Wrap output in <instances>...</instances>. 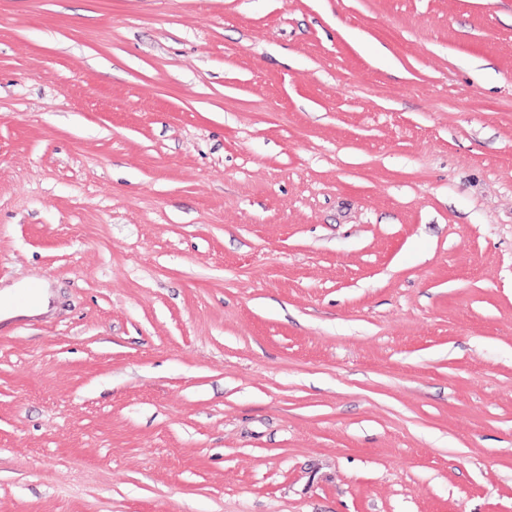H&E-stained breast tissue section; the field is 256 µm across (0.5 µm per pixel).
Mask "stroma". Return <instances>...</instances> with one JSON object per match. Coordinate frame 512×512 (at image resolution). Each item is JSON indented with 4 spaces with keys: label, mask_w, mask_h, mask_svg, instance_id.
Here are the masks:
<instances>
[{
    "label": "stroma",
    "mask_w": 512,
    "mask_h": 512,
    "mask_svg": "<svg viewBox=\"0 0 512 512\" xmlns=\"http://www.w3.org/2000/svg\"><path fill=\"white\" fill-rule=\"evenodd\" d=\"M0 512H512V0H0ZM31 285L37 286L38 290H29L33 288ZM43 285L39 282H34L27 286L16 287V290H4L0 292V307L6 316L16 315H31L45 306L48 302V293L43 290ZM25 298L20 301V298Z\"/></svg>",
    "instance_id": "1"
}]
</instances>
